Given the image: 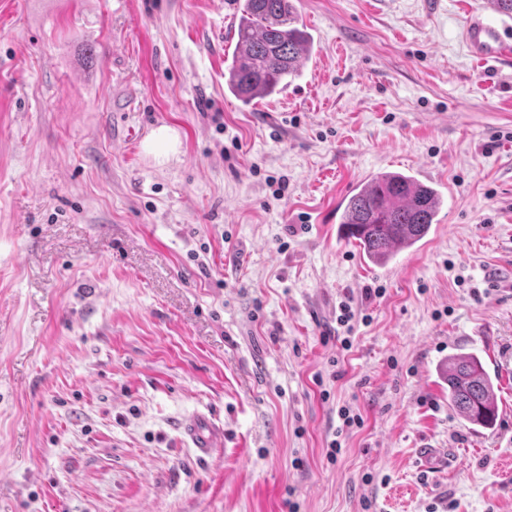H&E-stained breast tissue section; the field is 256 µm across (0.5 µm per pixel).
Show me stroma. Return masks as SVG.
<instances>
[{"instance_id":"obj_1","label":"stroma","mask_w":512,"mask_h":512,"mask_svg":"<svg viewBox=\"0 0 512 512\" xmlns=\"http://www.w3.org/2000/svg\"><path fill=\"white\" fill-rule=\"evenodd\" d=\"M297 7L313 55L246 105L225 0H0V512H512V66L462 37L512 16ZM383 172L443 204L378 266L337 205ZM452 354L492 427L449 404ZM448 402L470 424L490 426L497 418V404L490 374L473 355L449 356L444 367ZM182 434L201 458L208 456L212 448L224 446V425L209 413L199 412L186 418Z\"/></svg>"}]
</instances>
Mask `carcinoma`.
Here are the masks:
<instances>
[{
    "label": "carcinoma",
    "mask_w": 512,
    "mask_h": 512,
    "mask_svg": "<svg viewBox=\"0 0 512 512\" xmlns=\"http://www.w3.org/2000/svg\"><path fill=\"white\" fill-rule=\"evenodd\" d=\"M237 46L228 65V89L245 104L279 94L313 49L293 0H237ZM442 204L441 194L398 172L381 173L338 205L344 235L375 265L422 240ZM448 402L471 424L490 426L497 404L490 374L473 355L450 356L444 367Z\"/></svg>",
    "instance_id": "carcinoma-1"
}]
</instances>
